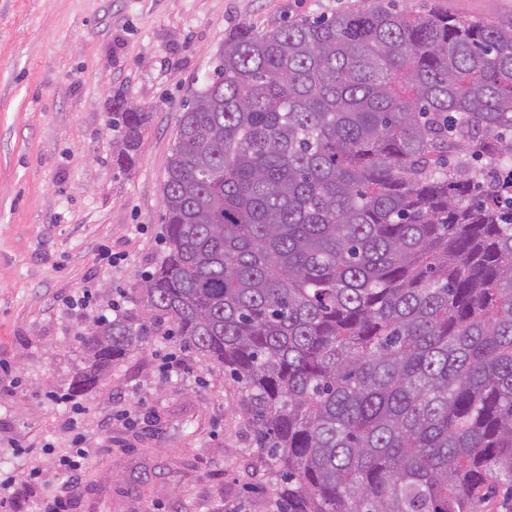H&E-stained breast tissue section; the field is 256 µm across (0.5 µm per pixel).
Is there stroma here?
<instances>
[{"label": "stroma", "instance_id": "1", "mask_svg": "<svg viewBox=\"0 0 512 512\" xmlns=\"http://www.w3.org/2000/svg\"><path fill=\"white\" fill-rule=\"evenodd\" d=\"M355 0H0V476L64 512H276L223 369L188 349L165 369L159 337L95 388H70L84 329L163 257L161 185L182 105L237 28L331 13ZM512 23V0H396ZM148 118L132 161L112 154V101ZM90 291L87 304L75 294ZM82 407L93 457L58 466L63 417Z\"/></svg>", "mask_w": 512, "mask_h": 512}]
</instances>
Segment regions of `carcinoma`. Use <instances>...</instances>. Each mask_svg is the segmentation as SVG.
<instances>
[{"label": "carcinoma", "instance_id": "cac0c4a2", "mask_svg": "<svg viewBox=\"0 0 512 512\" xmlns=\"http://www.w3.org/2000/svg\"><path fill=\"white\" fill-rule=\"evenodd\" d=\"M147 113L112 103V151ZM512 25L393 0L224 39L178 116L142 317L74 387L171 336L240 388L279 512L512 500Z\"/></svg>", "mask_w": 512, "mask_h": 512}]
</instances>
